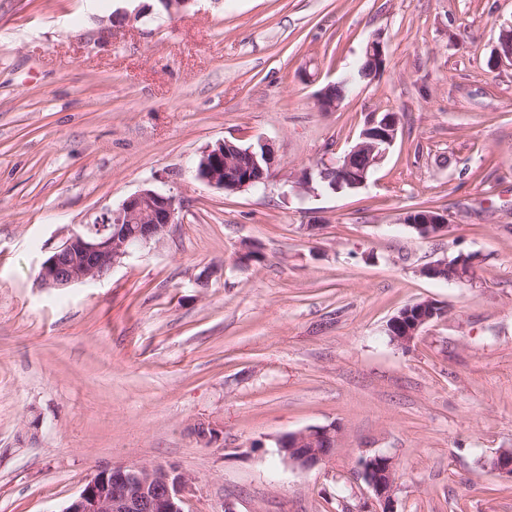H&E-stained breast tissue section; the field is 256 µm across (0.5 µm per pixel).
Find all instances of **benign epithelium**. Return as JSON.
<instances>
[{"instance_id":"7a95c632","label":"benign epithelium","mask_w":512,"mask_h":512,"mask_svg":"<svg viewBox=\"0 0 512 512\" xmlns=\"http://www.w3.org/2000/svg\"><path fill=\"white\" fill-rule=\"evenodd\" d=\"M364 70L370 63L373 74L386 67L385 45L375 37L364 48ZM398 134V122L392 112L370 115L358 135L356 143L339 160L321 165L318 173L335 176L333 190L347 186L351 189L364 186L371 171L387 156ZM227 140L206 147L195 164V176L207 185L226 191L225 170L236 166L238 157L224 152ZM265 154L257 160L248 154L249 165L242 168L244 189L257 181L254 173L263 171L260 163L273 169L275 155L270 144L261 141ZM178 203L174 196L155 189L144 188L127 197L115 209H109L94 219L106 228L94 234L80 228L56 246L42 262L38 279L46 288L63 289L74 284L95 281L109 274L134 248L147 245L160 237L169 225L176 223ZM406 223L424 234H433L448 227V214L438 211L424 214ZM448 266L456 271L455 280L473 279L476 256L459 254L452 259L433 262L422 268L425 276ZM444 308L431 300L409 305L392 317L387 325L388 335L401 347L409 346L421 329L433 319L443 315ZM336 441V429L323 426L285 436L278 441L283 458L299 468H309L326 460ZM491 468L501 476L512 479V454L500 450L490 462ZM361 476L372 490L378 512L394 510V474L388 458L374 456L362 462ZM193 479L175 466L114 464L92 475L79 494L62 512H183L185 495L192 491Z\"/></svg>"}]
</instances>
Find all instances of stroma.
<instances>
[{
  "instance_id": "obj_1",
  "label": "stroma",
  "mask_w": 512,
  "mask_h": 512,
  "mask_svg": "<svg viewBox=\"0 0 512 512\" xmlns=\"http://www.w3.org/2000/svg\"><path fill=\"white\" fill-rule=\"evenodd\" d=\"M0 0V512H63L95 471L171 464L184 512H512V0ZM381 37L387 65L334 111L322 88ZM396 141L355 190L297 192L369 113ZM273 145L266 186L197 179L219 140ZM153 188L178 221L104 279L41 287L75 225ZM448 211L424 235L406 215ZM265 259L245 264L246 246ZM475 254L471 281L427 278ZM445 307L408 348L387 323ZM217 430L201 445L199 424ZM332 425L301 469L278 440ZM361 476L372 490L380 510L374 512H396L394 510V474L388 458L374 456L362 462Z\"/></svg>"
}]
</instances>
